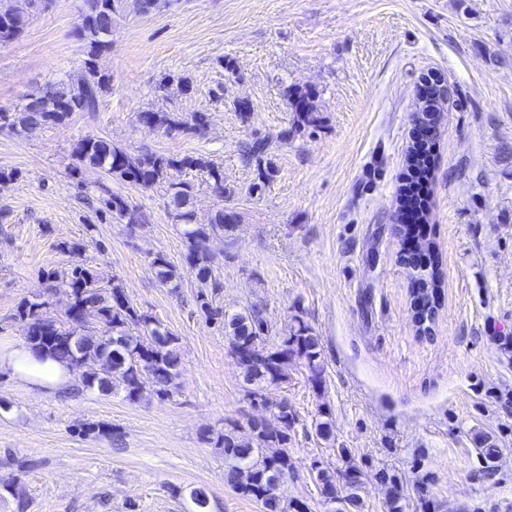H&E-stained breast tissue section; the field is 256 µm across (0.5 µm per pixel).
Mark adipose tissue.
Segmentation results:
<instances>
[{
	"instance_id": "obj_1",
	"label": "adipose tissue",
	"mask_w": 512,
	"mask_h": 512,
	"mask_svg": "<svg viewBox=\"0 0 512 512\" xmlns=\"http://www.w3.org/2000/svg\"><path fill=\"white\" fill-rule=\"evenodd\" d=\"M0 374L49 394L68 391L77 383L73 370L62 361L9 340L0 342Z\"/></svg>"
}]
</instances>
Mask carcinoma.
<instances>
[{"label":"carcinoma","instance_id":"carcinoma-1","mask_svg":"<svg viewBox=\"0 0 512 512\" xmlns=\"http://www.w3.org/2000/svg\"><path fill=\"white\" fill-rule=\"evenodd\" d=\"M19 6L12 0H0V47L9 45L34 17V7L42 0H23ZM118 0H84L80 37L86 42L87 58L84 72L78 81L60 79L51 83L40 96H31L22 109L12 114L0 113V126L19 135L33 126L63 124L74 112H96L100 94L109 85V76L102 72L99 59L109 49L106 37L112 30V17ZM141 121L166 133L183 135L200 133L208 125V115L195 113L186 121L174 112L145 111ZM268 141L255 138L244 145L243 157L262 159L270 153ZM78 159L93 168H100L130 183L151 188L160 182L168 183L167 193L176 217L184 221L182 235L186 243L183 265L194 272L204 289L197 294V307L209 323H221L231 351L237 354L236 363L243 373L246 396L276 411L281 423L269 427L254 416L249 421L250 439L243 441L226 432L217 439L224 451V483L244 497L260 504L262 512H305L301 502L288 503L275 494L276 485L292 472L288 443L295 422V413L288 399H272L267 394L271 386L288 384V367L300 360L308 372L307 380L315 390L323 387L324 357L320 337L301 317L290 335L277 346L267 342L269 324L264 308L250 303L243 311L231 316L213 306L215 295L223 288L214 273V258L207 242L214 236L232 231L240 223L234 211L215 210L208 224L192 223L191 204L193 185L179 179L188 170L206 176L210 191L224 199V170L203 154L167 157L143 152L136 157L112 145L102 137H88L75 147ZM410 169L420 177L430 174L429 151L411 152ZM120 218L129 217L135 224L138 218L129 214L127 202L116 195L88 199ZM152 266L164 285L180 288L181 273L167 256L158 254ZM408 279L421 283L427 294L440 295L442 271L438 253L431 243L420 242V250L405 261ZM52 296L60 297L65 306V320L53 318L46 300L41 297L23 299L13 320L24 326V339L31 350L50 355L72 366L80 363L87 368L83 376L86 390L101 393L115 392L129 401L138 400L145 381H150L155 394L169 398L177 389L182 357L179 337L162 330L152 318L140 314L130 303L121 284L112 281L101 285L95 270L77 264L60 275L46 273ZM312 479L324 500L336 504L332 512L347 508L360 509V475L355 466L339 471L317 462Z\"/></svg>","mask_w":512,"mask_h":512}]
</instances>
